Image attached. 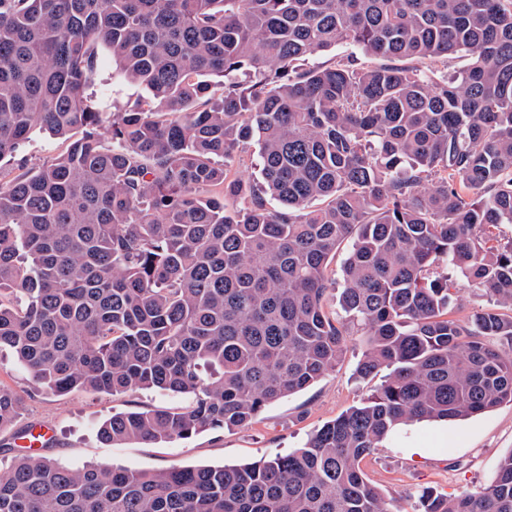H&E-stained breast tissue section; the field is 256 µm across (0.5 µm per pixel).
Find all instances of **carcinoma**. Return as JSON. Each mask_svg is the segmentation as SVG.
I'll use <instances>...</instances> for the list:
<instances>
[{"mask_svg":"<svg viewBox=\"0 0 512 512\" xmlns=\"http://www.w3.org/2000/svg\"><path fill=\"white\" fill-rule=\"evenodd\" d=\"M343 42L388 63L299 68ZM459 54L449 75L401 65ZM107 57L140 91L110 117L86 93ZM38 131L69 145L0 172V348L53 393L193 401L114 414L103 442L247 426L335 370L353 326L359 376L388 375L267 460L22 454L0 512H396L361 468L394 429L512 404V315L448 318L458 275L512 309V0H0V161ZM21 404L0 388V430ZM420 512H512V451Z\"/></svg>","mask_w":512,"mask_h":512,"instance_id":"obj_1","label":"carcinoma"}]
</instances>
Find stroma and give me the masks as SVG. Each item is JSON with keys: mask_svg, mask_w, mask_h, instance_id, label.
I'll return each mask as SVG.
<instances>
[{"mask_svg": "<svg viewBox=\"0 0 512 512\" xmlns=\"http://www.w3.org/2000/svg\"><path fill=\"white\" fill-rule=\"evenodd\" d=\"M64 140L34 134L14 159L0 168L18 174L63 153ZM364 345L360 336L335 371L288 398L268 405L249 425L231 431L204 432L188 439L156 443L105 444L99 424L112 414L155 408H185L190 398L155 390L93 394L75 390L53 394L39 388L19 367L9 349L0 350V387L22 397L21 413L10 429L0 431V472L15 459L18 436L30 425L47 424L54 436L42 453L71 466L93 463L103 468L156 471L184 466L244 464L287 454L302 447L327 421L359 404L384 381V374L359 379ZM512 452V404L478 416L421 422L397 429L363 462L367 479L389 498L398 512H417L424 489L442 494L476 489L490 482L500 458Z\"/></svg>", "mask_w": 512, "mask_h": 512, "instance_id": "stroma-1", "label": "stroma"}]
</instances>
